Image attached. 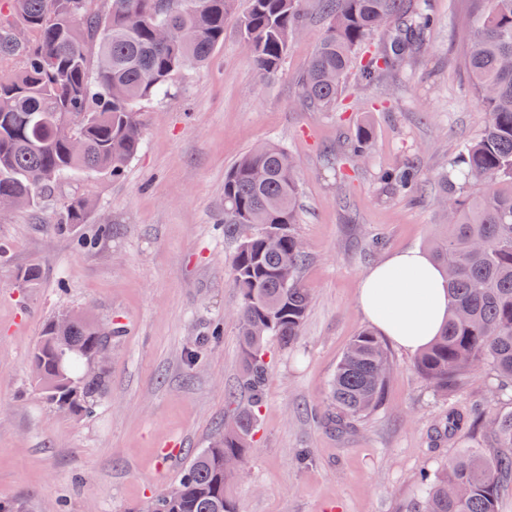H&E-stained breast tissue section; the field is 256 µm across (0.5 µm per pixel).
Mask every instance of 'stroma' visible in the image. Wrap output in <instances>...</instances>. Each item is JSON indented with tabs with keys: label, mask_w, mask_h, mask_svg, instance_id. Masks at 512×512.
I'll return each mask as SVG.
<instances>
[{
	"label": "stroma",
	"mask_w": 512,
	"mask_h": 512,
	"mask_svg": "<svg viewBox=\"0 0 512 512\" xmlns=\"http://www.w3.org/2000/svg\"><path fill=\"white\" fill-rule=\"evenodd\" d=\"M424 2L435 20L426 52L369 87L348 77L330 112L307 108L298 83L326 27L316 10L271 78L228 18L210 62L141 105L142 146L119 176L73 175L0 222V500L27 501L28 512H140L222 435L242 371L224 175L265 141L298 162L301 277L314 300L292 347L266 344L257 432L228 483L240 512H421L420 473L472 449L492 453L475 419L490 403L512 411V398H493L490 370L444 399L392 346L383 406L348 427L326 416L336 365L369 326L360 277L388 253L424 247L444 221L436 177L487 121L462 66L471 0ZM363 125L371 156L337 162ZM408 164L420 172L415 198L380 180ZM75 193L95 205L58 231ZM31 265L37 285L18 287ZM80 310L111 328L112 352L102 395L74 416L37 389L29 358L48 318Z\"/></svg>",
	"instance_id": "1"
}]
</instances>
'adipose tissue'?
I'll return each instance as SVG.
<instances>
[{
	"label": "adipose tissue",
	"mask_w": 512,
	"mask_h": 512,
	"mask_svg": "<svg viewBox=\"0 0 512 512\" xmlns=\"http://www.w3.org/2000/svg\"><path fill=\"white\" fill-rule=\"evenodd\" d=\"M357 303L382 336L414 355L438 337L448 318V283L427 251L406 248L362 275Z\"/></svg>",
	"instance_id": "1"
}]
</instances>
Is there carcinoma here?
<instances>
[{"instance_id": "carcinoma-1", "label": "carcinoma", "mask_w": 512, "mask_h": 512, "mask_svg": "<svg viewBox=\"0 0 512 512\" xmlns=\"http://www.w3.org/2000/svg\"><path fill=\"white\" fill-rule=\"evenodd\" d=\"M305 0H249L240 35L257 69L275 76L302 28ZM324 33L300 76L304 101L336 105L352 55L377 30L394 34L386 49L361 64L371 84L398 72L433 23L405 0H318ZM235 0H0V198L32 208L42 193L79 172L118 176L141 145L140 104L165 92L175 75L203 66L224 42ZM58 21L44 23L47 11ZM474 92L486 105L479 139L463 147L439 177L448 223L428 248L448 280V322L414 362L440 396L489 368L496 394L512 392V0H474L463 57ZM78 132L73 145L61 129ZM372 131L349 144L369 155ZM398 191L421 189L412 166L387 171ZM297 166L276 144L249 150L224 177V233L238 240L232 277L242 296L236 313L249 400L224 423V434L192 456L177 484L145 512H238L224 484V461L244 460L256 431L267 363L264 344L285 348L300 336L312 302L300 270L307 259L295 224ZM92 199L64 205L59 230L84 223ZM108 329L76 317L64 329L49 321L37 342V370L54 379L44 392L73 415L92 409L105 375L78 376ZM389 375L385 346L371 330L355 336L336 366L331 405L346 425L376 411ZM479 419L496 447L512 449V411L488 405ZM512 480V452H466L421 477L422 512H498Z\"/></svg>"}]
</instances>
